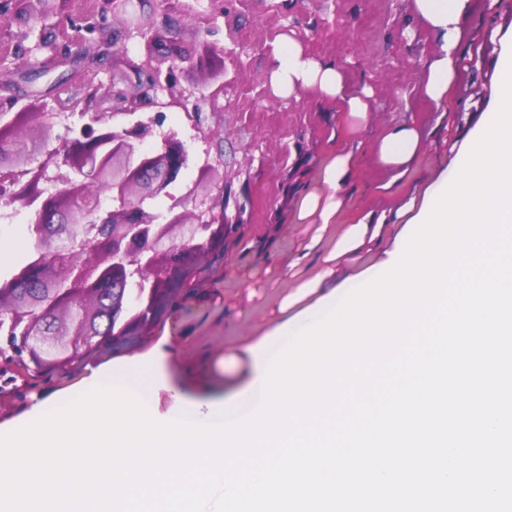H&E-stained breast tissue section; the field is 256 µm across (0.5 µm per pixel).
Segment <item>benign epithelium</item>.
Here are the masks:
<instances>
[{"mask_svg":"<svg viewBox=\"0 0 512 512\" xmlns=\"http://www.w3.org/2000/svg\"><path fill=\"white\" fill-rule=\"evenodd\" d=\"M111 12L127 36L147 41L145 59L130 61L120 40L100 38L84 66L95 72L110 59L129 70L121 81L133 78L134 86L114 81L106 92L95 88L94 95L112 101V111L97 113L48 164L0 151V204L34 209L41 232L38 259L0 280V326L8 325L0 330L3 372L38 373L48 364L65 369L90 354L136 346L186 293L200 260L224 248V199L207 188L212 162H203L198 181L172 198L164 217L149 208L171 198L169 188L190 154L173 130L155 149H141L163 121L142 108L152 93L174 95L173 71L187 56L132 11V0H112ZM30 116L17 112L1 123L0 142H18ZM49 181L62 189L45 195ZM92 188L109 196L112 207L89 208Z\"/></svg>","mask_w":512,"mask_h":512,"instance_id":"obj_1","label":"benign epithelium"}]
</instances>
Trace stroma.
I'll list each match as a JSON object with an SVG mask.
<instances>
[{
  "instance_id": "obj_1",
  "label": "stroma",
  "mask_w": 512,
  "mask_h": 512,
  "mask_svg": "<svg viewBox=\"0 0 512 512\" xmlns=\"http://www.w3.org/2000/svg\"><path fill=\"white\" fill-rule=\"evenodd\" d=\"M187 17L165 11L160 0H133L136 11L155 17L157 28L177 22L181 44L192 58L211 52L222 84L218 98L199 101L186 96L171 101L160 95L165 128L178 131L193 156L172 189L182 195L198 177L206 157L221 156L224 169V252L201 262L192 292L177 299L166 316L147 330L135 353L152 349L162 336L170 338L175 363L193 365L198 377L224 389L250 378L243 346L262 343L265 352L280 337L269 330L280 317L278 303L291 282L278 267L294 255L314 232L313 225L295 221L296 196L313 186L317 168L332 150L353 151L355 174L339 191L343 201L340 223L355 211L398 208L411 193L434 183L450 166L453 144L470 127L464 114L479 118L491 100L494 67L501 39L512 32V0H473L464 39L482 47L480 57L466 60L457 80L455 101L436 106L420 89L426 65L437 49L433 33L423 28L414 0H184ZM118 28L101 10L83 5L64 7L49 19L23 10L21 0H0V38L25 33L22 59H0V113L44 112L63 92H81L87 78L80 67L52 68L32 78L47 49L38 48L42 35H54L85 22ZM288 37L316 59L345 71L349 87L370 89V109L363 129L347 132L343 112L334 98L307 88L289 97L275 93L270 83L271 49ZM191 60L175 69L182 89L200 85L205 76ZM80 109L54 115L51 131H27L23 140L30 155L59 150L67 127L81 124ZM414 124L421 150L411 174L391 182L378 163L374 144L387 129ZM389 191H381L382 183ZM85 364L16 379L17 389L0 394V422L27 410L36 392L55 394L58 401L80 393Z\"/></svg>"
}]
</instances>
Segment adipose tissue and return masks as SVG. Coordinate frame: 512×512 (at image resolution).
<instances>
[{
  "label": "adipose tissue",
  "mask_w": 512,
  "mask_h": 512,
  "mask_svg": "<svg viewBox=\"0 0 512 512\" xmlns=\"http://www.w3.org/2000/svg\"><path fill=\"white\" fill-rule=\"evenodd\" d=\"M415 11L421 24L436 37L438 49L426 68L422 85L424 97L437 105L451 101L462 58V40L471 14V0H415ZM270 82L275 92L291 96L307 88L336 98L346 114L350 131H359L370 109L368 91L351 92L345 73L336 65L322 63L308 55L293 40L283 38L274 43ZM420 149V133L411 124L387 130L375 145L380 165L392 179L409 173ZM357 169L353 151L339 149L323 160L317 172L315 188L302 191L297 200V218L311 224L315 232L310 248L318 249V261L313 272L300 276L299 260L284 263V274L294 277L291 289L280 300L281 319L278 328L287 327L292 316L313 314L322 303L335 299L348 283V266L365 254H374L380 263L392 259L393 250L384 248L387 229L400 220L417 217L427 201L426 192L413 193L395 212L358 213L349 224L340 226L336 217L341 206L338 189ZM250 359L251 379L236 388L229 398L244 399L253 391L263 373L266 358L261 344L246 346ZM163 347H155L146 354L126 356L119 360V368L140 378L155 391L165 392L176 404L197 410L200 414L223 406V393L205 384H194L190 374L179 371L174 378H166Z\"/></svg>",
  "instance_id": "obj_1"
}]
</instances>
